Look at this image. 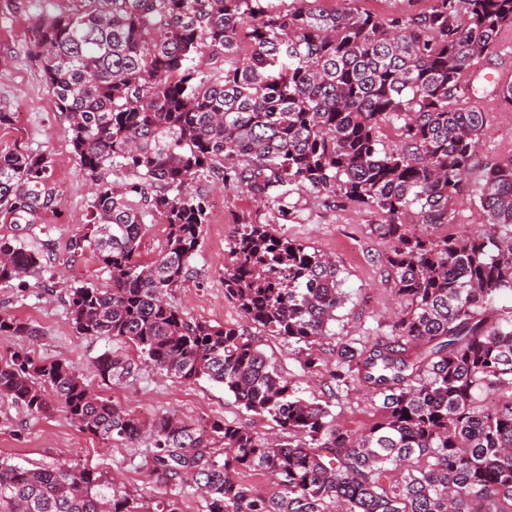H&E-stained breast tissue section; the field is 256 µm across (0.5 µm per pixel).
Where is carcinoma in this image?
<instances>
[{
	"label": "carcinoma",
	"mask_w": 512,
	"mask_h": 512,
	"mask_svg": "<svg viewBox=\"0 0 512 512\" xmlns=\"http://www.w3.org/2000/svg\"><path fill=\"white\" fill-rule=\"evenodd\" d=\"M260 0H65L34 43L56 109L69 124L80 172L95 185L87 254L110 287L71 285L66 304L80 336L131 342L143 363L181 382L206 378L274 423L267 437L219 418L148 425L94 393L67 360L21 345L0 363V397L34 414L52 409L105 442L149 440L150 474L203 493L207 512H512V150L475 168V144L512 108V79L476 86V62L512 55V0H427L419 13L378 15L346 0H288L265 18ZM51 161L0 153V223L31 231L54 209ZM124 181L112 184L109 171ZM246 188L277 206L306 189L380 218L385 262L404 308L387 335L336 343L329 391L363 386L376 409L359 433L290 380L232 326L193 319L171 301L209 221L193 182ZM485 217L470 234L437 239L421 227L456 223L463 193ZM168 226L164 246L140 260L145 218ZM43 268V255L0 236V283ZM332 257L246 222L228 243L224 295L245 321L304 347L332 335L345 304ZM0 335L38 331L0 313ZM135 364L105 352L103 384ZM498 391L490 406L484 392ZM243 470L270 473L254 491ZM0 512H178L135 496L91 468L0 461Z\"/></svg>",
	"instance_id": "carcinoma-1"
}]
</instances>
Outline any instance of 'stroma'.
I'll list each match as a JSON object with an SVG mask.
<instances>
[{"label":"stroma","instance_id":"1","mask_svg":"<svg viewBox=\"0 0 512 512\" xmlns=\"http://www.w3.org/2000/svg\"><path fill=\"white\" fill-rule=\"evenodd\" d=\"M61 5L62 0H0V59L9 61L8 70L0 74V108L14 115L11 128L0 130V151L38 152L50 158L51 179L58 189L55 210L23 238L36 248L44 241L54 242L55 249L45 256L44 263L63 276L58 283L45 277L31 280L29 288L23 290L0 283V312L37 329L38 337L31 345L37 358L74 363L87 385L145 423L163 416L185 421L216 417L261 433L271 432V421L248 412L222 386L208 380L180 382L140 364L120 383L106 386L93 372L95 358L104 352L134 362H138L139 354L130 343L119 339L77 335L66 312L67 281L105 288L109 278L92 258L73 263L66 260L65 245L81 233L92 194L79 172L68 123L57 112L32 52L38 20ZM511 150L512 114L495 116L479 139L476 157L484 163ZM198 187L210 200L209 222L201 247L190 261L191 274L174 295L175 303L190 317L243 329L246 337L298 386L301 397L328 404L337 423L345 428L355 430L372 422L374 410L364 390L332 397L321 376L303 371L296 347L245 324L237 306L224 296V261L228 242L246 219L272 225L275 233L335 259L348 300L336 312L332 325L335 338L316 348L323 364L330 367L336 361L337 340L384 335L387 323L399 309L393 277L384 260L387 244L374 230L378 216L362 207L296 190L288 198L296 207L295 217L282 220L274 205L264 204L245 191L207 181L199 182ZM147 453L144 441L134 445L106 443L83 432L61 409L31 415L0 398V459L27 467L84 465L110 476L119 475L128 490L146 501L173 500L179 512H206V504L195 489L157 482L145 467Z\"/></svg>","mask_w":512,"mask_h":512}]
</instances>
